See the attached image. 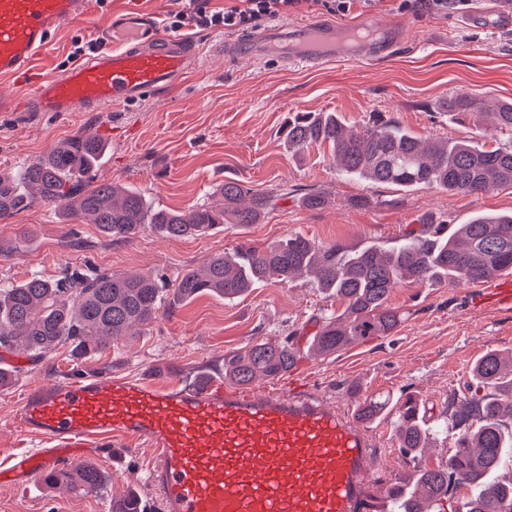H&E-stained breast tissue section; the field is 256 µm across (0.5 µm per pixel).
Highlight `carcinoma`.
<instances>
[{"label":"carcinoma","instance_id":"1","mask_svg":"<svg viewBox=\"0 0 512 512\" xmlns=\"http://www.w3.org/2000/svg\"><path fill=\"white\" fill-rule=\"evenodd\" d=\"M452 120L479 126L483 102L461 91L443 103ZM493 116L512 129V101L497 104ZM288 150L302 154L328 144L348 178L401 188H437L475 194L512 188V146L487 148L471 140H423L390 118L361 128L346 125L332 112H298L285 130ZM103 149L95 138L75 136L16 172L0 173V223L39 204L61 206L73 218L87 217L100 233L128 242L149 226L165 237L201 236L226 224H257L276 201L288 196L255 191L236 181L220 188L223 206L196 204L183 211L153 208L138 192L97 179L94 167ZM301 204L317 209L327 203L324 191L311 189ZM512 269V214L480 216L452 233L448 225L424 222L387 248L354 250L340 242L317 245L290 234L266 247L242 244L231 254H215L175 279L152 271L111 272L87 262L64 267L46 279L33 274L0 286V355H25L36 361L60 347L74 361L101 355L112 344L143 327L181 301L215 293L238 298L257 284L312 273L318 287L336 298L341 312L312 317L316 331L294 329L277 340H259L224 355V380L247 385L257 378L277 379L297 364L301 342L328 357L351 344L392 335L402 314L388 305L393 289L414 283L449 280L478 283ZM474 393L460 402L452 417L428 426L423 415L411 417L397 408L394 437L404 456H422L432 436L448 425L465 426L446 463L417 466L400 482L384 489L386 512H445V502L464 489L458 512H512V481L496 473L512 465V354L490 350L471 368ZM389 400L371 399L359 410L374 420ZM75 490H104L110 476L93 462H82L45 480ZM112 512H145L134 491L112 498Z\"/></svg>","mask_w":512,"mask_h":512}]
</instances>
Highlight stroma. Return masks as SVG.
<instances>
[{"label":"stroma","instance_id":"1","mask_svg":"<svg viewBox=\"0 0 512 512\" xmlns=\"http://www.w3.org/2000/svg\"><path fill=\"white\" fill-rule=\"evenodd\" d=\"M175 8L174 0H95L91 22L61 31L40 72L50 75L70 64L76 46L87 45L104 29L111 11H150L165 27ZM361 16L401 24L409 47L376 64L338 59L316 70L247 59L229 65L216 53L180 90L133 106L0 112V171L17 170L68 139L84 136L106 145L98 179L133 187L161 208L180 210L207 201L227 180L280 197L257 224H229L190 238L164 237L147 227L129 242L102 238L88 219H67L59 209L39 205L0 224V284L18 283L34 273L50 278L84 261L115 272L156 271L173 279L246 241L260 246L299 234L319 245L339 241L355 249L388 247L426 220L453 229L477 216L511 213L512 188L482 194L401 190L344 177L328 145L301 155L289 152L283 128L294 112H333L356 126L380 112L422 138L456 140L475 131L443 112L440 103L448 95L469 91L490 102L512 99V28L489 38L472 27L456 29L461 13L403 11L398 0H379L373 8L355 0L336 22L347 25ZM311 189L327 192L325 207L310 210L298 203V196ZM356 196L368 197V205L350 206ZM483 290L480 283L454 282L395 288L388 303L403 319L393 335L326 358L303 355L271 385L308 387L350 414L367 399L398 400L412 393L424 402L427 421L440 419L453 402L469 397L470 369L478 357L491 349L512 351V312L483 306ZM339 308L305 273L262 283L232 301L200 295L88 361H72L64 347L36 363L20 358L11 383L0 387V462L16 451L41 449L40 440L12 426L11 411L43 379L78 369L131 377L170 374L186 382L203 366L223 363L225 353L279 338L320 311ZM395 419L390 411L368 426L377 451L372 476L384 486L399 482L412 468L398 453ZM100 464L112 479L106 492L43 483L0 487V512H111L113 496L143 491L145 452L129 451L119 467L107 458Z\"/></svg>","mask_w":512,"mask_h":512}]
</instances>
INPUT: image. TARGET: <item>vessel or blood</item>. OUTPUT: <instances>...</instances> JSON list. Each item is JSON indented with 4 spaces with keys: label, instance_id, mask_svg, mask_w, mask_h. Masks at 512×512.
<instances>
[{
    "label": "vessel or blood",
    "instance_id": "obj_1",
    "mask_svg": "<svg viewBox=\"0 0 512 512\" xmlns=\"http://www.w3.org/2000/svg\"><path fill=\"white\" fill-rule=\"evenodd\" d=\"M471 19L495 35L512 26L493 0ZM90 0H0V80L27 79L22 97L0 107L25 112H85L137 104L179 88L210 55L197 38L162 31L156 15L128 11L111 25L134 35L91 40L80 62L33 74L53 38L86 18ZM406 41L396 23L365 17L351 26L316 21L290 29L270 24L225 39L224 57L316 66L336 58L376 62ZM488 295L512 310V280L491 278ZM13 425L45 442L0 464V485L45 481L66 462L98 456L120 462L121 449L152 454L145 484L159 512H369L377 496L369 431L318 394L225 385L220 372L179 388L150 375L47 379L14 405Z\"/></svg>",
    "mask_w": 512,
    "mask_h": 512
}]
</instances>
